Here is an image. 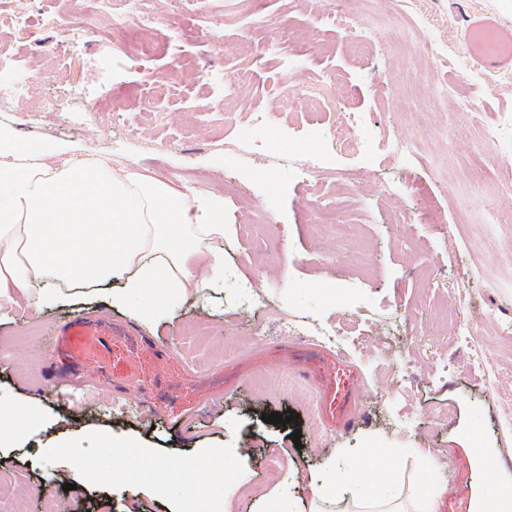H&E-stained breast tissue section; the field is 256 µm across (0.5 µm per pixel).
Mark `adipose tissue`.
<instances>
[{"label":"adipose tissue","mask_w":512,"mask_h":512,"mask_svg":"<svg viewBox=\"0 0 512 512\" xmlns=\"http://www.w3.org/2000/svg\"><path fill=\"white\" fill-rule=\"evenodd\" d=\"M224 236V203L188 197L167 183L63 144L17 138L0 126V302L30 282L116 281L114 303L151 318V292L174 302L205 280L191 264L219 274L210 246ZM404 451L365 448L347 483L327 478L319 503L349 494L357 512H437L441 483L424 468L410 492L399 483ZM200 460L179 463L176 495L196 512H214L216 485L201 480Z\"/></svg>","instance_id":"obj_1"}]
</instances>
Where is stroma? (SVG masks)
<instances>
[{
  "mask_svg": "<svg viewBox=\"0 0 512 512\" xmlns=\"http://www.w3.org/2000/svg\"><path fill=\"white\" fill-rule=\"evenodd\" d=\"M19 4L0 0V78L22 65L48 76L27 81L0 125L222 199L225 236L221 277L177 304L157 302L147 322L88 285H37L0 303V351L28 354L0 362V417L19 428L0 443L1 506L41 512L50 495L69 512H193L156 486L178 484L175 461L203 448L234 461L228 473L218 462L206 470L224 512H312V486L328 464L345 475L370 445L412 449L408 475L426 456L440 465V512H470L488 475L512 482V432L500 429L512 420V352L499 336L512 324V223L488 228L481 206L512 187V136L488 144L480 134L512 115V70L477 67L461 31L462 11L512 24V10L500 0H144L155 16L184 22L137 31L117 2L93 22L103 47L62 62L47 46L65 27L81 36L79 0H35L29 37L6 21ZM197 12L209 18L202 35L190 20ZM176 41L175 58L165 47ZM83 80L106 88L81 112L47 108ZM229 82L237 91L226 97ZM287 83L309 89V99L280 95ZM336 110L361 119L348 154L326 138ZM462 133L471 141L464 154ZM404 134L414 154L398 150ZM315 157L349 178L301 183L289 161ZM76 313L165 336L176 359L143 360L154 413L143 415L135 399L113 403L108 379L97 390H53V332ZM287 318L358 337L342 349L364 384L362 418L350 430L327 434L315 387L285 368ZM477 347L498 371H470ZM289 410L298 423L264 420ZM475 425L491 467L470 452ZM103 435L150 449L138 475L98 480Z\"/></svg>",
  "mask_w": 512,
  "mask_h": 512,
  "instance_id": "stroma-1",
  "label": "stroma"
}]
</instances>
